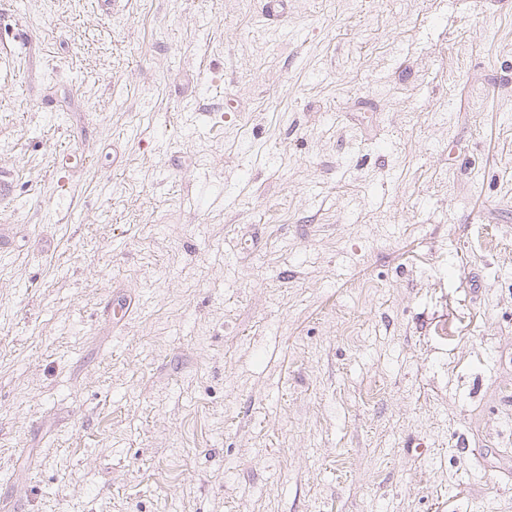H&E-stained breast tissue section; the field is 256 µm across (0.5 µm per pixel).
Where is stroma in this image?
<instances>
[{
	"instance_id": "1",
	"label": "stroma",
	"mask_w": 512,
	"mask_h": 512,
	"mask_svg": "<svg viewBox=\"0 0 512 512\" xmlns=\"http://www.w3.org/2000/svg\"><path fill=\"white\" fill-rule=\"evenodd\" d=\"M4 170L0 512H512V0H0Z\"/></svg>"
}]
</instances>
